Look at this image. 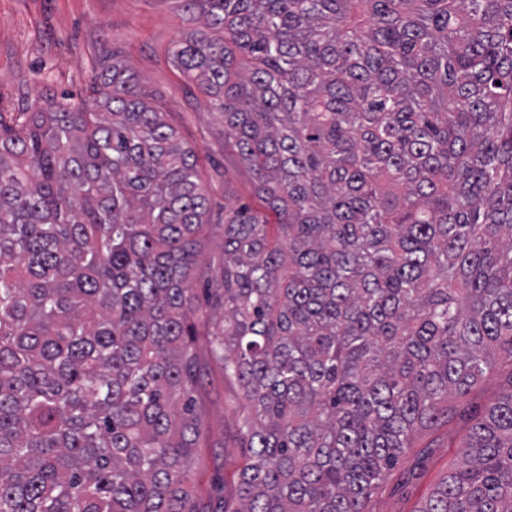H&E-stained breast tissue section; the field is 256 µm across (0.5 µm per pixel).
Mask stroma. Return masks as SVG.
Wrapping results in <instances>:
<instances>
[{"label": "stroma", "mask_w": 512, "mask_h": 512, "mask_svg": "<svg viewBox=\"0 0 512 512\" xmlns=\"http://www.w3.org/2000/svg\"><path fill=\"white\" fill-rule=\"evenodd\" d=\"M186 26L177 0H0V112L23 111L46 94L80 102L98 62L118 53L143 85L162 94L169 121L196 152L201 177L211 187L212 224L198 260L202 270L220 257L225 203L250 201L251 181L224 140L219 116L169 59L173 40ZM198 355L202 379L195 397L206 414V431L192 476L206 502L217 490L233 492L243 464L235 432L244 400L207 348ZM466 430L456 419L419 435L415 444L429 447V455L406 453L372 497L370 512H416L458 459Z\"/></svg>", "instance_id": "stroma-1"}]
</instances>
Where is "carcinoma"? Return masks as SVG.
Listing matches in <instances>:
<instances>
[{"label":"carcinoma","mask_w":512,"mask_h":512,"mask_svg":"<svg viewBox=\"0 0 512 512\" xmlns=\"http://www.w3.org/2000/svg\"><path fill=\"white\" fill-rule=\"evenodd\" d=\"M170 60L259 203L210 223L194 150L112 53L0 113V512H367L459 417L415 512H512V0H179ZM247 401L198 506L199 339ZM456 405L448 406V398ZM223 240V228L219 225H210L206 238L203 241V249L199 255V269L192 276L193 288L188 295L199 297L203 300L202 289L204 278L201 277V271H205L213 262L218 263L220 257L219 245ZM508 373V366L502 364L500 370L493 373L491 377L485 380L474 393L473 401L478 405H483L497 396L501 391Z\"/></svg>","instance_id":"carcinoma-1"}]
</instances>
